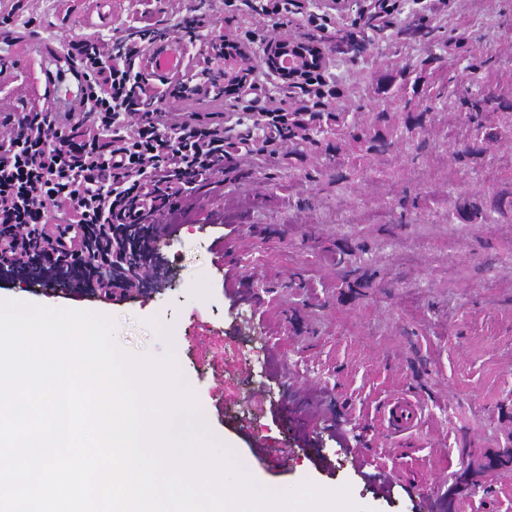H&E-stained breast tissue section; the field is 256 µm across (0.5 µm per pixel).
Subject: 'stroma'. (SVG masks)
<instances>
[{
  "mask_svg": "<svg viewBox=\"0 0 512 512\" xmlns=\"http://www.w3.org/2000/svg\"><path fill=\"white\" fill-rule=\"evenodd\" d=\"M201 13L212 27L183 38L179 23ZM5 15L64 41L133 40L149 21L185 56L181 77L149 78L168 93L212 41L272 25L225 0H0ZM460 32L457 51L448 39ZM325 49L336 111L362 126L389 112L398 139L385 152L330 134L334 155L291 143L237 157L157 240L162 278L148 297L105 303L23 270L0 275V299L93 310L115 319L123 351L174 353L209 429L267 487H345L361 512H446L461 449L476 470L512 448V214L470 224L451 201L512 188V134L456 161L473 128L448 99L489 89L512 104V0H446L437 13L419 0L382 31H339ZM472 57L488 67L471 71ZM0 62L14 75L0 102L41 107L37 62ZM410 112L427 113L425 128L406 129ZM352 259L364 287L343 277ZM398 399L421 407L416 427L389 428ZM486 486L459 496L456 512H512V478Z\"/></svg>",
  "mask_w": 512,
  "mask_h": 512,
  "instance_id": "obj_1",
  "label": "stroma"
}]
</instances>
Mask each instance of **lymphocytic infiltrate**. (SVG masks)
<instances>
[{
    "instance_id": "lymphocytic-infiltrate-1",
    "label": "lymphocytic infiltrate",
    "mask_w": 512,
    "mask_h": 512,
    "mask_svg": "<svg viewBox=\"0 0 512 512\" xmlns=\"http://www.w3.org/2000/svg\"><path fill=\"white\" fill-rule=\"evenodd\" d=\"M68 51L88 77L85 123L63 127L40 110L5 115L18 134L0 148V266L42 267L49 254L36 241L47 225L62 237L75 227L83 247L65 260L83 268L89 289L113 287L114 231L134 228L150 238L158 220L176 226L198 183L240 153L278 154L294 128L329 111L336 97L323 64L282 76L289 102L261 109L253 121L262 133L256 144L196 112L171 117L163 97L132 71L140 43L112 49L81 37Z\"/></svg>"
}]
</instances>
